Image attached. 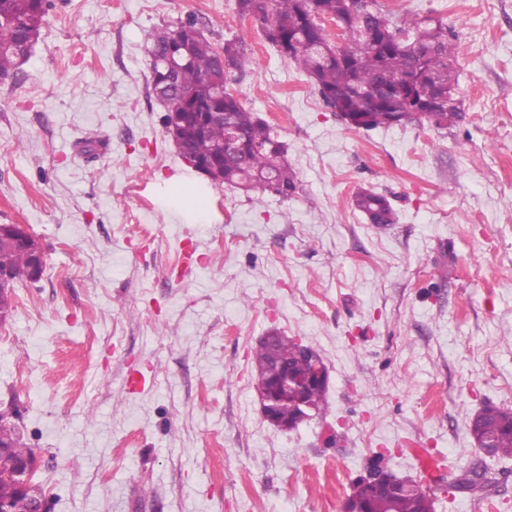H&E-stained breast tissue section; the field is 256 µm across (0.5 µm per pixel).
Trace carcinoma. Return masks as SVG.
Returning a JSON list of instances; mask_svg holds the SVG:
<instances>
[{
	"label": "carcinoma",
	"instance_id": "carcinoma-1",
	"mask_svg": "<svg viewBox=\"0 0 512 512\" xmlns=\"http://www.w3.org/2000/svg\"><path fill=\"white\" fill-rule=\"evenodd\" d=\"M315 17L303 10L302 0H236L242 16L255 19L267 40L277 47L287 64L298 67L309 84L335 112H347L355 128L389 129L404 123H428L437 129L456 125L465 106L460 95L459 35L442 19L432 16L394 15L381 8L362 17L352 15L349 0H310ZM50 0H0V76L15 71L21 49L38 40ZM328 16L341 30L343 45L316 19ZM150 43L149 70L152 89L164 77L155 56L169 46L181 47L182 59L174 68L168 91L160 102L163 125L172 128L177 148L210 168L209 179L236 184L256 194L286 197L296 189V174L286 151L272 148L273 128L239 99L227 92V76L243 73L253 64L236 39L216 50L191 22L156 28L146 34ZM423 104L425 113H408L409 99ZM224 112V121L201 122L185 112ZM354 206L369 223H397L390 201L383 195L361 191ZM0 268L12 274L11 287L0 293V317L11 308L14 286L35 281L31 254L14 243L0 242ZM274 339L260 343L252 353L255 378L276 382L283 367L303 383V397L323 413L328 407L327 388L310 379L312 363L301 342L273 332ZM489 428L496 435L492 457L512 458V405L487 406L474 417V428ZM35 465V452L24 442L19 427L0 415V476L18 463ZM408 491L390 501L380 499L381 486L353 483L348 499L359 512H431L433 499L415 477L399 478Z\"/></svg>",
	"mask_w": 512,
	"mask_h": 512
}]
</instances>
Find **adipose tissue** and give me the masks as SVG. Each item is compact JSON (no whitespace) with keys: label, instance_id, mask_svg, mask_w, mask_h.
Listing matches in <instances>:
<instances>
[{"label":"adipose tissue","instance_id":"adipose-tissue-1","mask_svg":"<svg viewBox=\"0 0 512 512\" xmlns=\"http://www.w3.org/2000/svg\"><path fill=\"white\" fill-rule=\"evenodd\" d=\"M155 192L162 210L181 217L187 224H210L218 215L212 206L213 191L205 175L186 170L156 184Z\"/></svg>","mask_w":512,"mask_h":512}]
</instances>
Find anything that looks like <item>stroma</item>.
<instances>
[{
    "label": "stroma",
    "instance_id": "obj_1",
    "mask_svg": "<svg viewBox=\"0 0 512 512\" xmlns=\"http://www.w3.org/2000/svg\"><path fill=\"white\" fill-rule=\"evenodd\" d=\"M377 3L456 28L460 123L348 127L236 0H52L0 79V224L46 255L0 319V410L18 411L54 512H341L370 458L414 475L417 448L445 473L435 512H512V459L468 433L512 404V0ZM188 19L216 49L244 42L256 63L227 89L298 177L260 202L213 184L212 224L152 195L185 164L145 35ZM360 190L397 224H368ZM272 329L329 369L327 415L287 432L251 366ZM473 469L484 490H458ZM354 206L362 212L369 224L388 226L397 223V215L390 201L383 195L361 191L354 196Z\"/></svg>",
    "mask_w": 512,
    "mask_h": 512
}]
</instances>
